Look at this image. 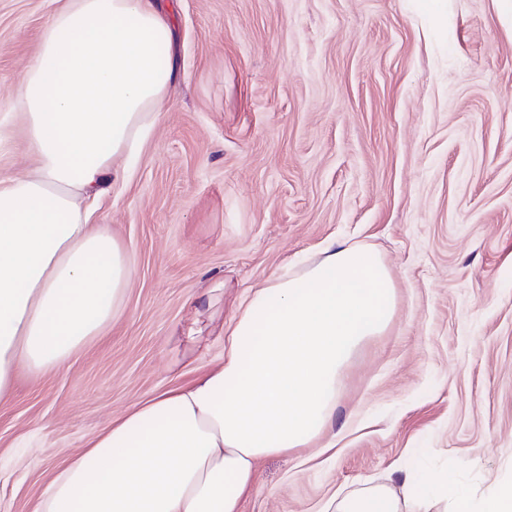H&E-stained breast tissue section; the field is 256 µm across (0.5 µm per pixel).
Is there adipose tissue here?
<instances>
[{
	"instance_id": "ef3b65f1",
	"label": "adipose tissue",
	"mask_w": 512,
	"mask_h": 512,
	"mask_svg": "<svg viewBox=\"0 0 512 512\" xmlns=\"http://www.w3.org/2000/svg\"><path fill=\"white\" fill-rule=\"evenodd\" d=\"M178 75L161 0H65L16 75L32 171L0 174V398L63 367L125 311L127 248L88 202L126 178ZM396 285L369 248L329 243L219 327L224 356L139 402L55 469L35 512H240L261 459L312 448L336 422L341 370L381 335ZM335 512H512V482L473 499L451 473L335 492Z\"/></svg>"
}]
</instances>
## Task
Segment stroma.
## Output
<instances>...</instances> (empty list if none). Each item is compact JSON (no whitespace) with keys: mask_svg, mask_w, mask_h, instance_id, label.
Masks as SVG:
<instances>
[{"mask_svg":"<svg viewBox=\"0 0 512 512\" xmlns=\"http://www.w3.org/2000/svg\"><path fill=\"white\" fill-rule=\"evenodd\" d=\"M63 0H0V173L35 166L20 65ZM179 79L134 172L99 209L135 269L126 312L0 400V512L181 371L210 289L250 291L332 241L376 252L387 330L345 368L335 445L260 462L242 512H323L421 470L475 495L512 477V21L505 0H164Z\"/></svg>","mask_w":512,"mask_h":512,"instance_id":"35a3bbf8","label":"stroma"}]
</instances>
